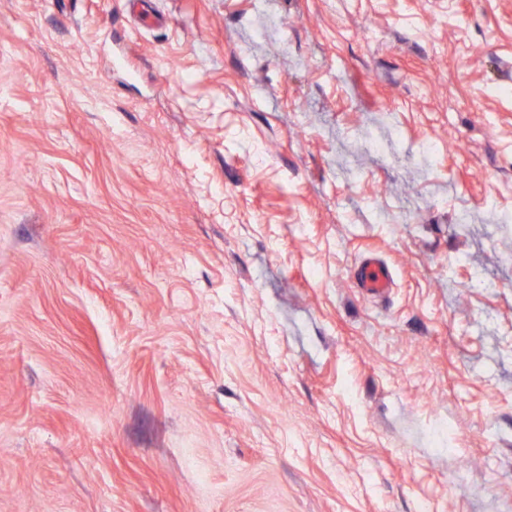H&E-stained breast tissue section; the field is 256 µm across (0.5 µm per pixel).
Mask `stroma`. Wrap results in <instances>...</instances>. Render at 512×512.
Segmentation results:
<instances>
[{"instance_id":"35a3bbf8","label":"stroma","mask_w":512,"mask_h":512,"mask_svg":"<svg viewBox=\"0 0 512 512\" xmlns=\"http://www.w3.org/2000/svg\"><path fill=\"white\" fill-rule=\"evenodd\" d=\"M143 3L0 0V512H512V0ZM355 282L367 294L381 297L393 285V279L388 267L373 259L362 261L354 273Z\"/></svg>"}]
</instances>
